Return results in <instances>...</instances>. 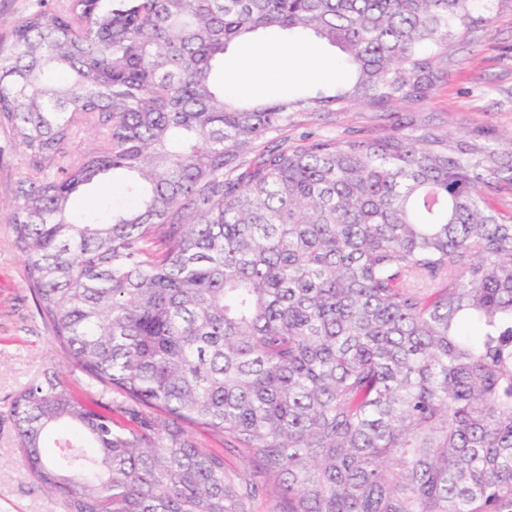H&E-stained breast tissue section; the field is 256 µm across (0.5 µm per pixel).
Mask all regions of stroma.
I'll use <instances>...</instances> for the list:
<instances>
[{"mask_svg":"<svg viewBox=\"0 0 512 512\" xmlns=\"http://www.w3.org/2000/svg\"><path fill=\"white\" fill-rule=\"evenodd\" d=\"M301 45L316 48L323 56L327 68L321 77L295 74L285 81L256 80L244 98L260 101L303 88L343 84L338 48L312 38ZM443 68L446 77L423 109L430 122L446 131L490 126L512 133V0H500L489 21L457 43ZM401 114L398 108L375 112L362 106L343 112H299L282 137L296 146L310 134L383 135ZM24 167V156L8 128L0 124V206L10 202ZM59 356L52 330L39 316L29 291L11 229L0 223V512H66L62 499L42 488L22 466L10 418L13 395Z\"/></svg>","mask_w":512,"mask_h":512,"instance_id":"stroma-1","label":"stroma"}]
</instances>
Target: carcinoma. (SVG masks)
<instances>
[{
	"label": "carcinoma",
	"mask_w": 512,
	"mask_h": 512,
	"mask_svg": "<svg viewBox=\"0 0 512 512\" xmlns=\"http://www.w3.org/2000/svg\"><path fill=\"white\" fill-rule=\"evenodd\" d=\"M494 2L54 0L17 21L0 120L28 168L0 223L106 398L55 367L13 396L21 464L66 512H512V219L488 198L512 190V135L278 140L297 112L421 106ZM264 30L338 48L348 84L232 95L224 54ZM117 172L138 207L82 221Z\"/></svg>",
	"instance_id": "1"
}]
</instances>
